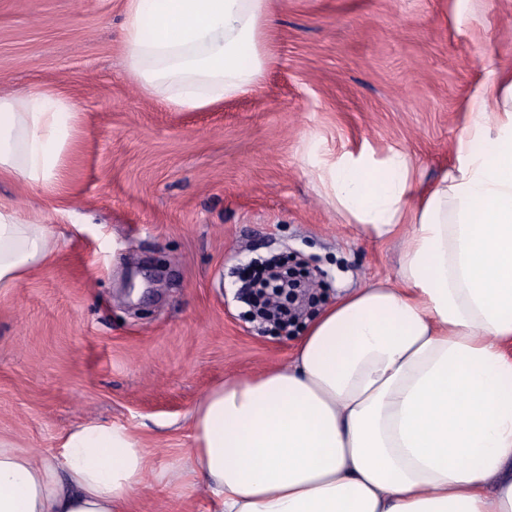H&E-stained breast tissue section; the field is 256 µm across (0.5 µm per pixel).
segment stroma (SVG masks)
<instances>
[{
    "mask_svg": "<svg viewBox=\"0 0 512 512\" xmlns=\"http://www.w3.org/2000/svg\"><path fill=\"white\" fill-rule=\"evenodd\" d=\"M124 0H0V95L65 96L76 129L51 189L0 179L52 253L0 289V438L134 432L185 460L191 412L226 379L287 365L253 322L252 259L288 254L327 298L396 277L400 239L364 235L311 165L399 149L432 182L490 70L512 74V0H279L254 92L198 111L144 93L121 59Z\"/></svg>",
    "mask_w": 512,
    "mask_h": 512,
    "instance_id": "stroma-1",
    "label": "stroma"
}]
</instances>
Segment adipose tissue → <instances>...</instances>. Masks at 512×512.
Masks as SVG:
<instances>
[{
	"instance_id": "1",
	"label": "adipose tissue",
	"mask_w": 512,
	"mask_h": 512,
	"mask_svg": "<svg viewBox=\"0 0 512 512\" xmlns=\"http://www.w3.org/2000/svg\"><path fill=\"white\" fill-rule=\"evenodd\" d=\"M270 14V0H125L126 70L177 109L221 105L255 89ZM471 110L427 186L401 151L319 171L350 223L402 237L398 277L313 312L287 366L207 390L185 462L157 470L136 434L98 424L39 454L0 441V512H129L159 486L203 488L209 512H512V82ZM72 112L46 89L0 96V178L54 184ZM50 249L0 205V288Z\"/></svg>"
}]
</instances>
